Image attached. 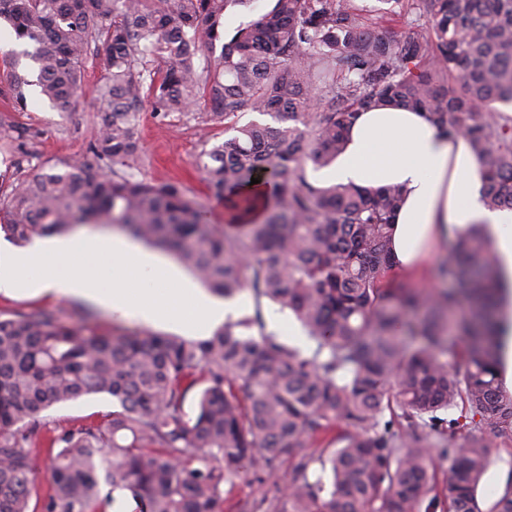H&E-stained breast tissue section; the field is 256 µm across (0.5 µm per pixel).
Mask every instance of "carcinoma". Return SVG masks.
<instances>
[{"mask_svg": "<svg viewBox=\"0 0 512 512\" xmlns=\"http://www.w3.org/2000/svg\"><path fill=\"white\" fill-rule=\"evenodd\" d=\"M247 2L0 0V23L33 46L22 56L35 79L12 62L15 110L34 86L72 111L92 48L106 73L88 152L1 179L0 232L24 244L112 224L171 252L215 295L248 288L290 311L315 343L307 356L243 333L263 326L259 314L204 339L99 334L51 311L0 317V512H30L36 448L51 456L40 512H105V486L129 490L139 512H224L225 485L283 461L287 491L263 497L264 512H512V477L488 510L477 498L494 440H512L496 357L506 285L491 246L475 228L458 232L441 267L454 287L395 286L388 241L404 188L307 175L336 160L360 113L399 106L466 137L484 168V207L512 210V113L499 109L512 104V0H411L432 35L402 38L365 33L354 0H272L224 41L225 13ZM218 47L217 66L201 65ZM202 93L211 121L246 108L292 122L235 125L200 154L222 225L205 222L180 183L141 176L144 104L186 116ZM253 177L264 196L247 190ZM462 296L471 313L456 323L460 343L448 313ZM94 394L118 409L66 428L41 421ZM433 442L453 455L444 491Z\"/></svg>", "mask_w": 512, "mask_h": 512, "instance_id": "obj_1", "label": "carcinoma"}]
</instances>
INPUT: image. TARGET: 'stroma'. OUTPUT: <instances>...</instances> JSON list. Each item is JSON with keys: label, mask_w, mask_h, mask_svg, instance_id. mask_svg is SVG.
<instances>
[{"label": "stroma", "mask_w": 512, "mask_h": 512, "mask_svg": "<svg viewBox=\"0 0 512 512\" xmlns=\"http://www.w3.org/2000/svg\"><path fill=\"white\" fill-rule=\"evenodd\" d=\"M23 51L22 45L0 46V125L11 128L9 138L0 137V172L12 169L16 178L61 165L86 153L99 122L96 99L103 72L95 62H88L77 106L70 112H58L42 101L35 88L27 90L25 111H12L2 90L7 86L11 63ZM207 97H199L194 116L162 118L151 105H144L139 118L138 136L144 153V177L154 183L180 182L188 196L201 204L211 223L224 221V206L212 197L203 173L197 167L200 153L223 141L227 124H199L197 114L211 111ZM55 311L63 320L87 326L100 333L137 332L144 323L135 319L118 320L105 312L77 300L51 295L7 297L0 295V315L15 312ZM112 399L106 395L86 396L45 411L44 422L52 427L69 426L99 418L112 411ZM512 476V441L497 440L492 449V464L479 488L481 508H489Z\"/></svg>", "instance_id": "35a3bbf8"}]
</instances>
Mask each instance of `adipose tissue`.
I'll return each instance as SVG.
<instances>
[{"instance_id":"ef3b65f1","label":"adipose tissue","mask_w":512,"mask_h":512,"mask_svg":"<svg viewBox=\"0 0 512 512\" xmlns=\"http://www.w3.org/2000/svg\"><path fill=\"white\" fill-rule=\"evenodd\" d=\"M318 178L366 189L404 187V204L391 227L401 273L421 275L454 231L477 224L512 288V212L484 208L481 164L467 140L447 137L422 113L395 107L361 113L345 151ZM27 293L89 302L150 325L211 326L241 308L204 293L139 245L87 230L72 240L0 249V294Z\"/></svg>"}]
</instances>
